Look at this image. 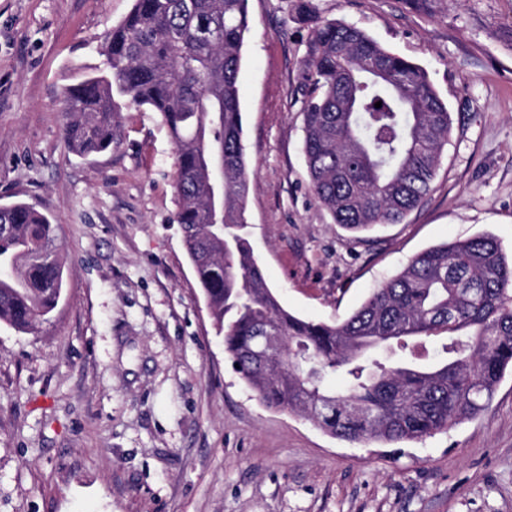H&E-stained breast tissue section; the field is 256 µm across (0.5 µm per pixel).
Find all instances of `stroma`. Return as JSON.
<instances>
[{
    "label": "stroma",
    "instance_id": "35a3bbf8",
    "mask_svg": "<svg viewBox=\"0 0 512 512\" xmlns=\"http://www.w3.org/2000/svg\"><path fill=\"white\" fill-rule=\"evenodd\" d=\"M296 0H249L238 76L251 243L291 313L333 322L419 252L491 235L512 253V0H314L425 68L452 118L433 190L364 237L312 193ZM133 0H0V204L57 226L65 290L0 324V512H512V371L473 419L348 444L264 406L233 371L175 222L177 160L131 106L110 150L68 152L62 93L103 68Z\"/></svg>",
    "mask_w": 512,
    "mask_h": 512
}]
</instances>
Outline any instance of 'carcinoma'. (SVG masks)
I'll use <instances>...</instances> for the list:
<instances>
[{"instance_id": "carcinoma-1", "label": "carcinoma", "mask_w": 512, "mask_h": 512, "mask_svg": "<svg viewBox=\"0 0 512 512\" xmlns=\"http://www.w3.org/2000/svg\"><path fill=\"white\" fill-rule=\"evenodd\" d=\"M248 0H134L104 37L106 69L65 87L64 139L112 147L123 106L161 115L176 148L179 224L224 352L267 407L347 442L422 441L483 411L512 368V260L485 235L429 248L336 323L300 318L270 288L247 237L250 172L238 73ZM313 23L300 91L310 187L334 223L362 234L401 224L432 190L452 121L419 65L343 21ZM381 107H375L376 102ZM224 161V231H209L208 164ZM55 225L0 206V323L32 331L63 295ZM280 340L252 355L262 330ZM441 340L425 362L418 348ZM345 379L331 391L326 377Z\"/></svg>"}]
</instances>
